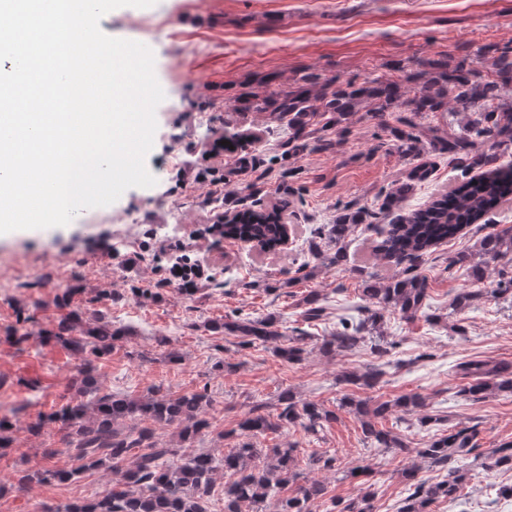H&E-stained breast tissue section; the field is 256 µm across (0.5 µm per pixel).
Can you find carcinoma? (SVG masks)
Returning <instances> with one entry per match:
<instances>
[{
    "instance_id": "obj_1",
    "label": "carcinoma",
    "mask_w": 512,
    "mask_h": 512,
    "mask_svg": "<svg viewBox=\"0 0 512 512\" xmlns=\"http://www.w3.org/2000/svg\"><path fill=\"white\" fill-rule=\"evenodd\" d=\"M490 58L492 76L484 77L475 60ZM274 78L258 81V90L244 93L234 108L236 112H266L269 118L288 129L286 154L304 151L322 152L333 142L317 135L320 130L336 129V139L347 132L344 121L357 112H367L379 129L388 133L397 151L418 160L407 170L405 180L378 196V210L345 206L336 223L322 228L318 235L334 246L324 251L314 242L313 258L327 269L345 258L343 243L352 226L373 225L377 214H390L402 209V203L416 183L428 178L432 168L424 160V143L441 153L460 171L461 181L431 205L406 215H397L387 225L380 245L382 259L399 266L401 273L385 282L365 270H356L361 278L363 299L375 305L365 307L366 316L344 320L320 345L323 354L335 357L353 352L365 344L367 335L379 328L382 311L389 310L407 322L423 313L428 291L426 276L417 272L415 261L433 245L460 235L468 225L479 220L493 203L502 198L504 186H512V164L498 163L496 153L479 150L484 143L508 151L512 146V104L500 101L501 90L512 84V47L488 44L477 50L476 59L463 57L454 63L446 57L428 58L411 65H398L388 77L367 75L359 81H320L308 74L295 86L284 90L273 87ZM438 112L448 113V128L424 126L421 120ZM462 114L463 124L455 121ZM224 140L240 148L236 163L251 162L258 139L224 130ZM481 175L475 176L473 172ZM256 223L236 222L224 225V238L241 241L253 238L267 244L275 242L282 228L275 212L260 215ZM512 254V227L482 238L475 253H459L451 264L466 266L474 280L485 278V267ZM483 297L512 299V276L502 269L495 287L470 291L464 289L452 300L455 311H461ZM302 317L313 322L324 316L325 308L318 295L308 294L303 300ZM208 328L228 334H240L245 344L275 345L283 361L295 363L306 352V336H288L276 320H250L240 317L232 321L212 322ZM124 332L96 321L91 325L82 316L69 313L55 329L44 330L40 338L54 341L72 351L78 358L79 396L47 415L29 422L26 430L38 434L50 421L58 425V447L43 449V457L51 459L63 453L82 462V467L102 468L109 479L97 498L43 512H208L215 496V474L218 470L231 476L224 483V512H259L260 506L274 499L277 512H310L316 503L326 505L325 512H373L376 496L371 472L363 466L350 471L364 478L361 495L346 503L329 496L327 482L309 479L297 483L296 448L274 447L266 454L256 448L253 439L283 428L301 424L312 434L336 421V412L313 402L301 401L288 389L281 391L277 403L256 401L237 424L238 442L234 448L216 458L208 452L185 456L181 449L192 446L211 428L207 417L213 405L208 390L178 395L153 394L131 398L106 392L99 383L97 364L110 355L114 342ZM467 383L461 393L471 401H480L493 391L512 392V377L501 364L487 360H467L459 364ZM383 372L370 368L363 373L344 371L338 381L347 385L373 389L382 382ZM426 409L425 400L411 395L393 403L389 401L344 397L339 408L356 415L363 440L375 448L393 449L401 454L416 453L432 467L447 471L446 479L427 483L418 479L414 465L402 471L409 495L398 512H429L440 498L454 499L463 488L467 471L458 465L459 457L474 448L476 431L472 427L454 426L448 433L429 442L424 448H409L405 438L379 427L381 420L396 408ZM175 428L174 441L163 440L169 428ZM490 468L512 470V442L492 451ZM79 470L29 468L16 475L10 485L0 482V495L14 489L22 492L34 483L67 482Z\"/></svg>"
}]
</instances>
